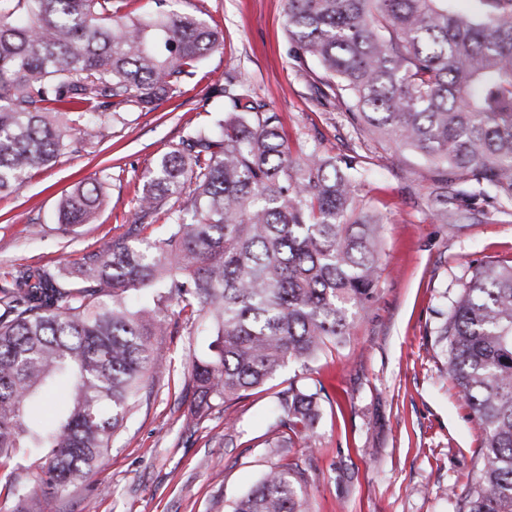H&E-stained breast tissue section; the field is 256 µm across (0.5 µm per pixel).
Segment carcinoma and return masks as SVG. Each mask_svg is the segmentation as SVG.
<instances>
[{"instance_id":"carcinoma-1","label":"carcinoma","mask_w":512,"mask_h":512,"mask_svg":"<svg viewBox=\"0 0 512 512\" xmlns=\"http://www.w3.org/2000/svg\"><path fill=\"white\" fill-rule=\"evenodd\" d=\"M287 0L286 26L316 58L336 105L369 134L424 157L437 189L512 203V0ZM113 0H0V194L68 146L104 137L119 109L181 91L223 41L196 15L115 19ZM229 109L196 127L148 171L129 239L74 271L23 266L0 279V464L15 512H51L106 460L157 359L168 308H191L208 336L188 385L200 420L303 366L350 334L373 298L382 218L357 199L356 158L293 155L279 116L225 82ZM102 184L80 182L63 225L92 222ZM162 212L154 239L138 227ZM434 336L485 431L478 478L458 512H512V264H479L439 313ZM66 409L42 425L26 408L55 383ZM276 392L267 443L311 440L322 389L297 377ZM230 512H310L299 463H277ZM40 455L32 452L29 448H25L9 465L0 469V488L2 494L0 495V512H13L12 509L16 505V497L9 493L7 495V488L5 489L6 482L8 481V474L12 472L18 465L28 466L35 463Z\"/></svg>"}]
</instances>
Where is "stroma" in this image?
Masks as SVG:
<instances>
[{"label": "stroma", "instance_id": "1", "mask_svg": "<svg viewBox=\"0 0 512 512\" xmlns=\"http://www.w3.org/2000/svg\"><path fill=\"white\" fill-rule=\"evenodd\" d=\"M223 32L182 96L152 112L125 107L104 138L65 151L0 195V276L13 268L73 267L124 238L143 176L189 131L224 110L227 76L277 113L293 153L358 158L357 194L384 218L383 270L375 299L353 316L347 342L311 363L307 384L328 395L311 449L287 461L305 470L311 512H457L486 437L461 399L433 336L445 295L471 266L512 261V207H485L456 224L434 221L428 163L357 130L325 97L323 72L300 58L284 23L286 0H167ZM102 183L105 203L92 224L70 230L60 199L84 179ZM45 232L36 236L33 225ZM187 313L171 307L169 330L153 344L163 366L115 439L104 466L72 488L64 512H228L275 458L271 391L254 390L203 420L192 414L188 370L203 346Z\"/></svg>", "mask_w": 512, "mask_h": 512}]
</instances>
